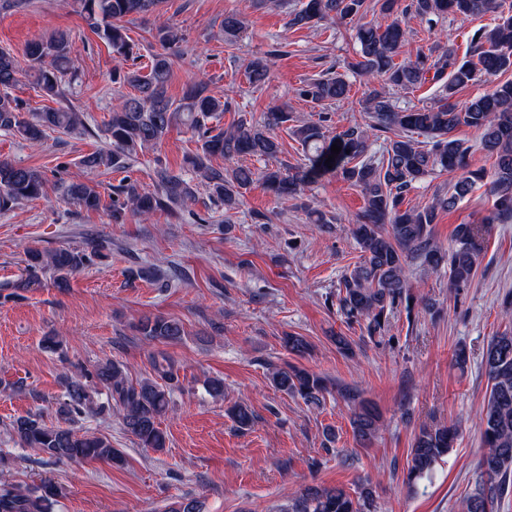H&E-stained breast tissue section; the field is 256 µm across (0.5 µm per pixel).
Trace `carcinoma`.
Instances as JSON below:
<instances>
[{
  "label": "carcinoma",
  "instance_id": "cac0c4a2",
  "mask_svg": "<svg viewBox=\"0 0 512 512\" xmlns=\"http://www.w3.org/2000/svg\"><path fill=\"white\" fill-rule=\"evenodd\" d=\"M163 0H73V6L111 47L112 54L124 61L139 59L136 45L120 21L145 16L160 9ZM379 11L392 17L388 23L367 19L373 10L367 0H298L288 14V26L322 27L358 21L354 57L336 61V67L367 80L363 110L364 126L354 124L329 139L325 122L328 108L348 99L350 83L344 75L329 71L307 80L295 89L296 95L321 107L318 119L295 125L291 132L300 143L304 162L295 166L281 162L256 171L234 161L257 157L275 160L282 144L274 129L292 121L284 109L264 112L259 118H240L226 129L212 126L229 102L209 93L202 80L188 86L183 98L172 100L167 85L172 70V53L184 37L178 29L162 27L157 39L164 48L155 54L149 71L133 67L115 76L132 93L112 110L100 128L106 148L86 154L81 164L91 170L125 169L137 153L160 145L172 128L183 125L196 136L200 147L186 157V165L200 178L209 197L229 214L239 208L244 194L258 183L278 202H301L307 188L319 179L334 175L359 189L364 206L352 233L360 246V261L340 281L336 295L339 310L352 322H364L368 336L385 332L389 315L401 304L412 313L409 265L419 264L448 273V287L461 294L470 287L476 272V258L482 249L485 224L512 222V81L490 86L483 94L463 104L453 101L459 88L485 83L487 78L512 68V5L503 9V0H376ZM492 13L496 23L490 29L478 28L470 38V55L458 60L448 49H430L411 59L396 61L410 35L408 23L415 20L433 25L450 15L474 17ZM224 41H236L244 22L235 13L224 15ZM72 42L68 33L55 31L27 46L26 56L36 88L51 100L65 98L64 83L71 74ZM276 55L256 56L246 67L253 85L265 84ZM20 66L14 55L0 49V130L32 145L40 144L47 131L82 135L87 131L80 113L69 107L47 108L25 114L12 94L19 82ZM431 81L440 85L438 99L431 106L400 107L390 90H412ZM465 125L481 134L483 149L495 157L494 170L470 169L471 147L453 132ZM424 140H419V137ZM379 144L370 152L373 144ZM341 147L327 167L331 146ZM224 158L216 168L212 158ZM463 172V176L437 192L422 207H404L414 185L435 172ZM488 180L493 197V215L481 224H459L453 243L444 250L432 237V224L441 211H452L478 181ZM155 188L141 192L129 181L115 187L112 219L120 220L125 211L144 219L157 211L171 215L196 200L197 184L167 167L154 171ZM46 189L43 171L10 160H0V212L42 197ZM65 199L86 210L101 207L95 187L82 182L62 186ZM104 245L91 252L59 248L26 251L24 279L20 286L40 283L46 272L58 288L69 286L70 277L91 258L100 256ZM136 331L150 343L174 344L185 336L184 326L175 319L145 315ZM288 352L303 356L309 344L302 336L284 337ZM490 390L479 411L481 443L484 448L474 492L462 501V512H493L495 503L512 495V332L493 337L483 356ZM153 377L132 383L124 366L115 361L101 363L94 371H79L67 379L66 390L56 403V424L48 426L39 413L19 416L9 424L13 440L24 448H38L57 461L102 460L114 466L124 463L122 452L110 440L75 426L83 415L102 412L107 405L122 410L124 429L143 448L161 451L167 435L160 419L170 407L178 387L179 362L163 351L150 354ZM274 387L298 395L306 402L321 404L331 392L330 381L305 368L287 366L271 373ZM107 393V404L95 399L98 389ZM353 404L350 423L359 444H372L380 428V415L371 402L351 390L343 393ZM228 414L238 428L248 429L255 420L246 406L235 405ZM458 435L455 426L423 429L415 435L407 464L406 483L413 487L432 471L453 447ZM60 495L58 485L44 480L32 487L0 485V512H52ZM286 512H378L370 483L361 482L348 492L338 486H312L291 499Z\"/></svg>",
  "mask_w": 512,
  "mask_h": 512
}]
</instances>
